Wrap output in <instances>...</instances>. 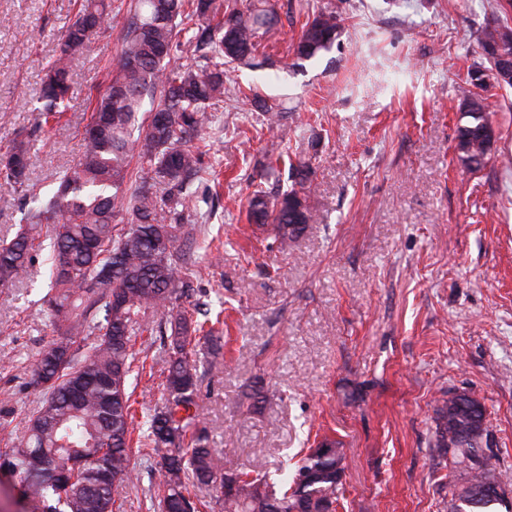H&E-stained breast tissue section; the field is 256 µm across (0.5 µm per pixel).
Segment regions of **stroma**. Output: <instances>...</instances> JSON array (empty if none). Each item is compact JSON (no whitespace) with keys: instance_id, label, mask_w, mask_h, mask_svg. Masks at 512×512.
<instances>
[{"instance_id":"35a3bbf8","label":"stroma","mask_w":512,"mask_h":512,"mask_svg":"<svg viewBox=\"0 0 512 512\" xmlns=\"http://www.w3.org/2000/svg\"><path fill=\"white\" fill-rule=\"evenodd\" d=\"M287 57L312 12L331 7L342 33L330 52L288 70L224 71V100L191 141L206 170L180 252L192 288L175 307L205 322L198 350L222 371L200 383L199 429L226 467L290 479L315 441L347 452L337 512H448L461 482L435 449L434 412L454 391L485 408L484 443L512 485V87L481 90L497 140L484 168L455 153L458 104L476 59L470 35L506 0H272ZM79 0H0V160L26 141L30 182L51 196L79 158L91 97L122 45L112 23L99 51L70 61L59 121L37 100L43 67ZM279 106L268 132L254 94ZM309 159L312 220L288 249L248 220L256 183L289 186L281 156ZM46 252L29 282L0 284V452L26 432L41 398L31 369L55 335ZM134 349L139 444L120 512H157V457L143 424L163 402L158 336Z\"/></svg>"}]
</instances>
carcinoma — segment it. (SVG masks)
<instances>
[{
  "label": "carcinoma",
  "instance_id": "obj_1",
  "mask_svg": "<svg viewBox=\"0 0 512 512\" xmlns=\"http://www.w3.org/2000/svg\"><path fill=\"white\" fill-rule=\"evenodd\" d=\"M112 21L111 0H82L75 19L61 34L59 54L45 69L39 90L42 112L50 119L69 91L68 61L94 51ZM196 32L190 55L174 51L185 23ZM123 41L116 70L105 90L92 100L91 122L107 132L84 138L78 161L61 177L54 195L37 203L28 227L0 242V284H22L30 276L33 230L52 225L48 257L49 299L57 339L44 349L32 382L44 397L29 418L26 434L0 463L17 474L25 494L42 512H114L115 494L132 481L128 452L135 428L128 377L135 361L132 338L145 332L166 338L171 352L166 368L165 402L148 420L152 454L163 469L161 512H198L190 488L221 489L222 512H336L343 495L346 464L343 444L328 437L296 462L292 485L280 492L266 476L224 466V456L198 430L200 369L192 334L193 317L173 313L175 288L189 279L177 261L176 243L189 221V186L202 170L201 153L186 145L202 127L207 107L224 98V64L274 70L277 61L261 51L260 38L277 24L273 5L252 6L245 14L223 8L219 0H135L123 16ZM341 34L334 10H319L302 26L292 45L299 61L332 49ZM479 61L468 71L480 76L497 67L496 54L512 55V27L493 21L474 30ZM160 92L148 119L140 117L144 97ZM466 121L457 137L469 143L459 155L471 170L484 167L494 141L478 140L491 124L483 100L466 94L459 105ZM148 164L150 180L129 186L133 158ZM29 149L19 140L0 174L17 198L29 192ZM311 167L296 169L294 185L271 199L261 189L248 201L251 221L272 226L282 246L296 240L310 221L304 185ZM129 228L114 233L120 212ZM93 338L78 359L81 342ZM485 408L468 392H450L436 409V446L450 456L464 478L448 502V512H512L503 476L483 454ZM54 454L64 474L42 475ZM84 459L77 472L68 462ZM310 474L311 480L301 481Z\"/></svg>",
  "mask_w": 512,
  "mask_h": 512
}]
</instances>
